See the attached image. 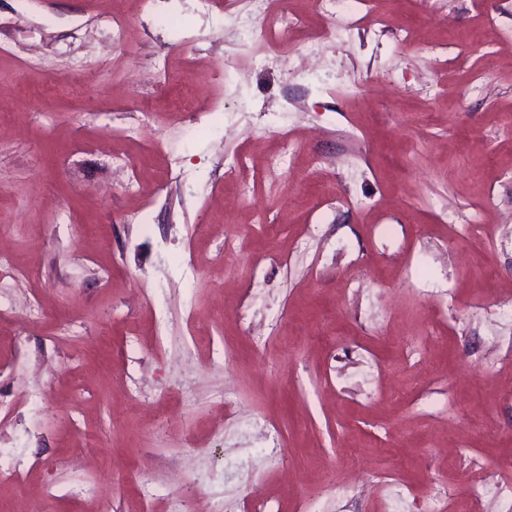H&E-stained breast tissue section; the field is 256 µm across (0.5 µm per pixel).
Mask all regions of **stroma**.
<instances>
[{
	"instance_id": "35a3bbf8",
	"label": "stroma",
	"mask_w": 512,
	"mask_h": 512,
	"mask_svg": "<svg viewBox=\"0 0 512 512\" xmlns=\"http://www.w3.org/2000/svg\"><path fill=\"white\" fill-rule=\"evenodd\" d=\"M166 2L0 0V463L23 480L0 512H98L102 485L109 512H169L188 478L224 512L258 486L281 512H426L436 482L447 512H507L472 485L512 482V70L489 63L512 0H369L408 37L303 67L315 0L268 51L252 0Z\"/></svg>"
}]
</instances>
